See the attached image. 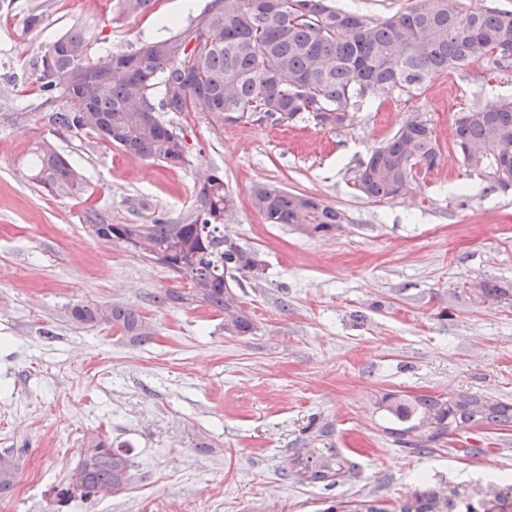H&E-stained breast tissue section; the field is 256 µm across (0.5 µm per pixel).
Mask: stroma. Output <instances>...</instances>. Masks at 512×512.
<instances>
[{
	"label": "stroma",
	"instance_id": "1",
	"mask_svg": "<svg viewBox=\"0 0 512 512\" xmlns=\"http://www.w3.org/2000/svg\"><path fill=\"white\" fill-rule=\"evenodd\" d=\"M87 1L0 0V455L19 466L0 512H54L51 487L97 435L126 453L130 482L70 512H324L339 500L407 498L422 475L462 489L488 472L512 476V427H468L408 454L374 405L387 392L512 403V306L480 291L512 287V184L470 169L453 145L461 111L512 99V68L470 62L376 96L335 131L305 114L284 125L248 115L218 130L170 112L191 148L173 170L52 124L31 64L74 28L89 56L132 51L161 33V17L189 22L210 0H158L127 17L115 0ZM33 12L42 22L31 29ZM411 117L432 128L438 165L416 167L398 197L366 198L354 186L360 162ZM44 140L82 172L77 194L28 181L25 158ZM211 169L237 199L225 234L266 264L262 279L235 284L255 324L248 336H225L223 314L206 307L159 304L166 290L187 293V281L87 227L92 211L110 224L184 219ZM258 182L340 209L341 231L265 223L250 203ZM80 301L131 307L150 340L75 326ZM202 438L212 452L196 450ZM294 448L342 449L357 475L333 486L284 479Z\"/></svg>",
	"mask_w": 512,
	"mask_h": 512
}]
</instances>
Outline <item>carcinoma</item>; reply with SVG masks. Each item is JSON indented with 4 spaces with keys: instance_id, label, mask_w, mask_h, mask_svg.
Instances as JSON below:
<instances>
[{
    "instance_id": "cac0c4a2",
    "label": "carcinoma",
    "mask_w": 512,
    "mask_h": 512,
    "mask_svg": "<svg viewBox=\"0 0 512 512\" xmlns=\"http://www.w3.org/2000/svg\"><path fill=\"white\" fill-rule=\"evenodd\" d=\"M153 0H117L119 13L144 12ZM481 58L512 65V11L460 0H425L382 21L338 9L329 0H212L197 25L141 42L131 52L106 50L88 56V40L72 29L48 44L32 64L45 102L61 99L52 122L66 132L93 134L126 154L169 168L187 162L188 143L163 118L165 112H194L222 129L247 114L261 112L274 123L303 113L317 125L336 130L374 95L409 93L434 75ZM455 146L474 168L486 164L498 183L512 182V100L490 101L455 121ZM440 160L431 127L409 118L359 164L355 186L365 197L382 200L401 194L414 169ZM28 179L53 195L81 188L82 175L51 144L35 147ZM254 209L268 224L308 226L310 236L333 235L344 214L319 199L257 183ZM236 200L224 188V174L211 170L200 184L189 221L108 224L97 218V238L114 246L135 242L144 253H162L169 265L188 264L190 291L168 290L159 297L190 301L224 313V335L247 336L255 329L230 281L254 273L263 263L258 250L230 242L222 234L224 216ZM203 279L196 287L195 279ZM81 326L109 323L124 335L147 340L150 326L133 309L80 302L69 311ZM385 432L413 453L430 451L467 426L512 425V404L494 403L475 393L451 398L386 393L376 401ZM358 465L336 448H305L284 462L283 476L299 483L337 484L356 475ZM69 478L53 487L57 512L77 498L117 494L130 481L127 456L98 436L78 454ZM17 467L0 455V495L14 486ZM325 512H512V482H489L470 493L420 480L400 506L377 499L339 500Z\"/></svg>"
}]
</instances>
